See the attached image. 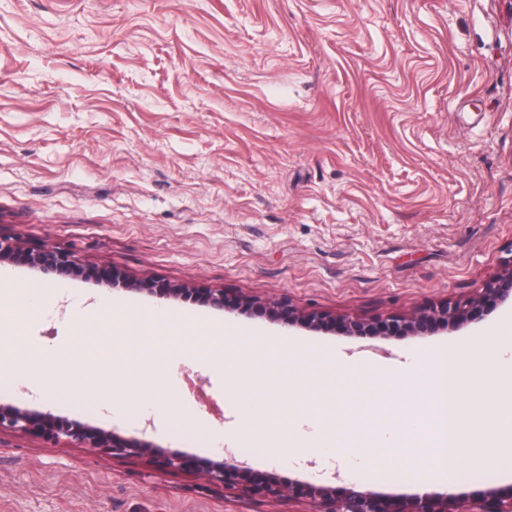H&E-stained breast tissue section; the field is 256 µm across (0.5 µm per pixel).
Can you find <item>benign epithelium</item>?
<instances>
[{
    "label": "benign epithelium",
    "mask_w": 512,
    "mask_h": 512,
    "mask_svg": "<svg viewBox=\"0 0 512 512\" xmlns=\"http://www.w3.org/2000/svg\"><path fill=\"white\" fill-rule=\"evenodd\" d=\"M12 260L46 276L63 277L79 270L87 277H94L96 270L90 265H79L72 252L57 248H25L15 240L0 238V262ZM111 287H120L127 292L156 295L161 298H181L191 290L183 286L159 284L153 281L130 278L118 273L108 282ZM201 301L206 306L224 310L245 305L253 306L261 314L276 321L288 316V323H299L307 328L319 330L327 326L329 319L319 311L299 312L278 304H268L254 299L241 300L230 297L222 288H209L202 293ZM512 304V265L495 279L478 289L475 295L458 302H446L439 307L416 313L407 323L409 330H418L429 322H440L451 330L480 319L481 308L487 303ZM9 430L17 434L34 433L49 441L61 440L83 448H105L118 456H150L163 465L174 466L178 461L167 456L161 446L146 439L125 438L113 431L56 418L13 405H0V431ZM230 471L240 475L239 485L245 491L262 497H293L273 481L255 482L250 479V469L232 453L224 461L210 465L204 474L217 487L225 486L226 474ZM302 497L309 500V512H392L386 497L358 484L344 490L342 496L323 484L308 483ZM400 512H512V492L503 494L490 488L476 498H461L454 492L433 497H411Z\"/></svg>",
    "instance_id": "1"
}]
</instances>
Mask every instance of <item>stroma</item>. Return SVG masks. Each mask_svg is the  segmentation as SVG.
<instances>
[{
	"label": "stroma",
	"mask_w": 512,
	"mask_h": 512,
	"mask_svg": "<svg viewBox=\"0 0 512 512\" xmlns=\"http://www.w3.org/2000/svg\"><path fill=\"white\" fill-rule=\"evenodd\" d=\"M0 236L339 323L467 299L512 263V0H0ZM175 322L220 326L251 352L226 362ZM509 332L512 307L491 304L453 332H314L0 262V367L14 371L0 404L181 460L5 430L0 512H308L208 482L229 452L259 480L295 489L320 471L335 492L357 481L397 503L511 489L499 358L460 395L492 445L481 464L454 460L450 487L427 448L404 445L426 382L392 397L383 379ZM275 338L333 373L267 359ZM36 361L103 402L36 395ZM389 434L391 456L369 448ZM390 465L403 476L381 478Z\"/></svg>",
	"instance_id": "35a3bbf8"
}]
</instances>
